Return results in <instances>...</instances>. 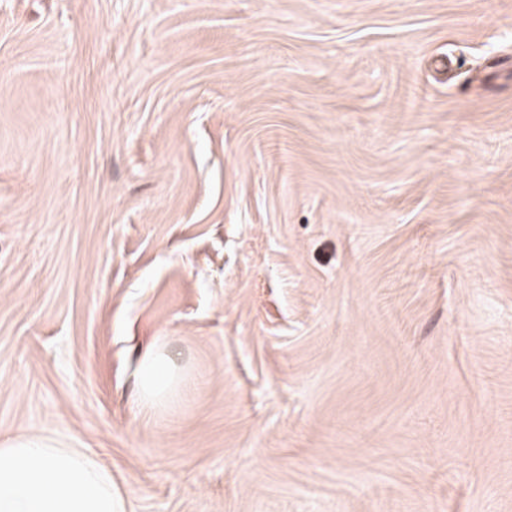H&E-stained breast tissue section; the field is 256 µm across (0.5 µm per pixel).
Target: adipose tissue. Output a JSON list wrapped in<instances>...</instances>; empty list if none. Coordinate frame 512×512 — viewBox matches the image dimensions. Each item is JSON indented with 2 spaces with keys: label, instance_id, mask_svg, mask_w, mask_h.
<instances>
[{
  "label": "adipose tissue",
  "instance_id": "adipose-tissue-1",
  "mask_svg": "<svg viewBox=\"0 0 512 512\" xmlns=\"http://www.w3.org/2000/svg\"><path fill=\"white\" fill-rule=\"evenodd\" d=\"M180 384L179 365L160 345L142 355L138 403L153 412ZM0 512H118L112 477L90 456L50 436L0 442Z\"/></svg>",
  "mask_w": 512,
  "mask_h": 512
}]
</instances>
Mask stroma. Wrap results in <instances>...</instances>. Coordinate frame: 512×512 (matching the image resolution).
Instances as JSON below:
<instances>
[{
	"label": "stroma",
	"instance_id": "stroma-1",
	"mask_svg": "<svg viewBox=\"0 0 512 512\" xmlns=\"http://www.w3.org/2000/svg\"><path fill=\"white\" fill-rule=\"evenodd\" d=\"M4 433L121 512H512V0H0ZM179 365L158 344L142 355L137 376L138 404L145 412H153L168 403L180 385Z\"/></svg>",
	"mask_w": 512,
	"mask_h": 512
}]
</instances>
